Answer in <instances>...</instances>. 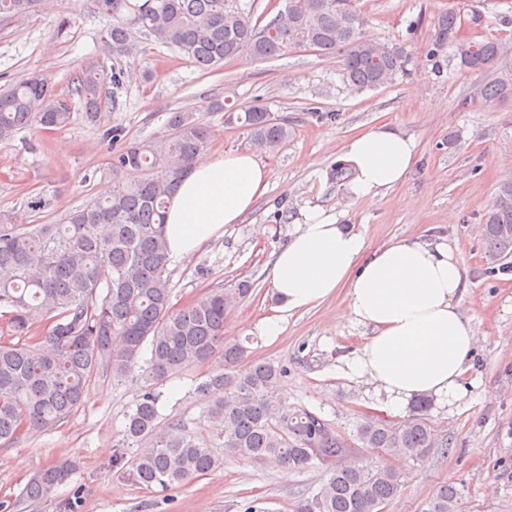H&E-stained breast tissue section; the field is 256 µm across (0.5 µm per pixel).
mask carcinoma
I'll return each mask as SVG.
<instances>
[{"label":"carcinoma","instance_id":"cac0c4a2","mask_svg":"<svg viewBox=\"0 0 512 512\" xmlns=\"http://www.w3.org/2000/svg\"><path fill=\"white\" fill-rule=\"evenodd\" d=\"M109 24L102 36L103 57L90 56L71 79L82 121L101 124L109 98L103 86L123 84L121 68L105 61L133 59L138 36L178 49L202 70L247 55L255 60L285 49L307 47L343 55V76L352 85L375 88L407 71L409 55L399 43L367 39L356 0H284L281 18L265 25L241 7V0H93ZM45 0H0V24L41 11ZM460 16L438 15L427 45L437 68L444 58L473 72L498 70L481 89L495 100L512 94V70L503 68L505 47L495 40L457 41ZM73 119L71 104L59 98L44 75L19 79L0 90V142L21 130L61 129ZM251 139L275 150L290 135L288 123L261 105L237 116ZM168 134L151 142L112 141V195L91 198L59 224H13L0 215V307L17 343L0 340V445H11L35 429L52 428L85 403L88 384L99 372L122 380L140 368L146 389L127 417L126 446L116 449L112 469L148 489L167 491L216 468L212 450L173 423L158 431L160 393L155 385L173 372L218 358L221 370L198 390L210 398L209 412L224 431V454L270 460L327 474L300 512H380L401 491L403 475L369 461L362 451L379 450L413 461L437 441L424 413L431 400L413 405L403 422L370 418L349 440L319 415L292 409L274 393L282 369L270 362L236 367L248 347L224 338L228 313L251 291L214 286L177 308L171 302L169 254L164 234L166 208L178 180L204 153L210 129L173 112ZM485 253H512V180L501 183L486 213ZM106 289L100 295V289ZM47 316L44 335L32 336L35 317ZM149 357L141 359L143 352ZM72 462L36 472L23 495L37 500L75 471ZM462 493L443 487L424 512H461Z\"/></svg>","mask_w":512,"mask_h":512}]
</instances>
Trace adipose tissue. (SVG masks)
I'll return each mask as SVG.
<instances>
[{
	"instance_id": "1",
	"label": "adipose tissue",
	"mask_w": 512,
	"mask_h": 512,
	"mask_svg": "<svg viewBox=\"0 0 512 512\" xmlns=\"http://www.w3.org/2000/svg\"><path fill=\"white\" fill-rule=\"evenodd\" d=\"M413 137L385 126L352 135L337 157L351 177V202L372 200L401 185L415 163ZM269 170L245 149L195 159L168 205L165 238L175 259L193 256L241 223L268 186ZM347 210L304 203L267 270L280 305L266 319V336H279L283 313L305 312L338 293L347 308L337 325L367 328L346 364L348 376L366 380L392 413L429 397L454 403L463 396L468 360L477 337L462 306L463 260L443 242L402 239L377 248L346 224Z\"/></svg>"
}]
</instances>
